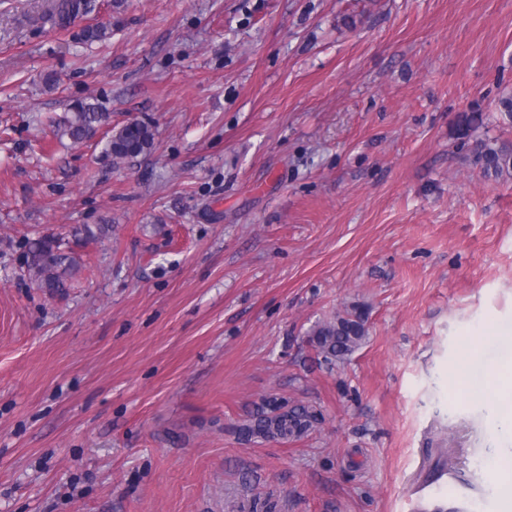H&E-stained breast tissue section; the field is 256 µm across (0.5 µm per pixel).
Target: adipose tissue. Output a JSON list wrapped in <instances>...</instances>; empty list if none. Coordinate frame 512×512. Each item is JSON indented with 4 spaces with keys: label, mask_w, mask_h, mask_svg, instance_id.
<instances>
[{
    "label": "adipose tissue",
    "mask_w": 512,
    "mask_h": 512,
    "mask_svg": "<svg viewBox=\"0 0 512 512\" xmlns=\"http://www.w3.org/2000/svg\"><path fill=\"white\" fill-rule=\"evenodd\" d=\"M478 344H470L457 391L466 400L485 408L498 444L488 457L490 474L498 478L505 494L512 495V356L504 355L493 365L485 364Z\"/></svg>",
    "instance_id": "ef3b65f1"
}]
</instances>
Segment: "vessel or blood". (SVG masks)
<instances>
[{"instance_id":"obj_1","label":"vessel or blood","mask_w":512,"mask_h":512,"mask_svg":"<svg viewBox=\"0 0 512 512\" xmlns=\"http://www.w3.org/2000/svg\"><path fill=\"white\" fill-rule=\"evenodd\" d=\"M407 512H473L477 499H484L489 512H496L500 497L488 494L482 481L460 482L449 469L445 451L419 461L406 492Z\"/></svg>"}]
</instances>
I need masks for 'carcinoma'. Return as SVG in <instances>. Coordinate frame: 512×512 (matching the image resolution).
I'll list each match as a JSON object with an SVG mask.
<instances>
[{"label":"carcinoma","mask_w":512,"mask_h":512,"mask_svg":"<svg viewBox=\"0 0 512 512\" xmlns=\"http://www.w3.org/2000/svg\"><path fill=\"white\" fill-rule=\"evenodd\" d=\"M93 0H56L54 23L67 29L79 16L87 14ZM71 115L56 127L59 138L80 143L95 136L100 126L108 120V113L94 103L78 101L70 107ZM152 128L141 121L125 124L109 136L108 150L116 160L134 158L153 144ZM475 163L484 173L496 178H512V144L504 141L476 140L470 146ZM24 264L36 285L51 294L67 287V282L77 270V261L67 250L61 237H38L29 242ZM367 315L359 306L339 314L331 321L317 325L310 342L323 361L335 364L348 359L364 343L367 337ZM317 421L316 411L307 405L287 407L266 403L253 411L239 427L246 437L288 439L308 434Z\"/></svg>","instance_id":"1"}]
</instances>
